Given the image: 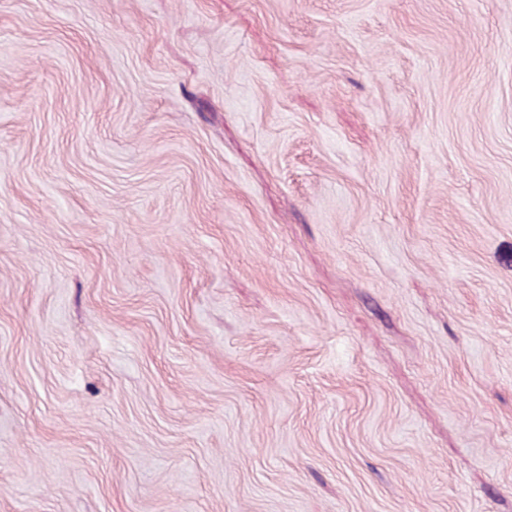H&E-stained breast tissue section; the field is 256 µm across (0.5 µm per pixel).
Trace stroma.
Returning a JSON list of instances; mask_svg holds the SVG:
<instances>
[{
  "mask_svg": "<svg viewBox=\"0 0 512 512\" xmlns=\"http://www.w3.org/2000/svg\"><path fill=\"white\" fill-rule=\"evenodd\" d=\"M0 512H512V0H0Z\"/></svg>",
  "mask_w": 512,
  "mask_h": 512,
  "instance_id": "stroma-1",
  "label": "stroma"
}]
</instances>
